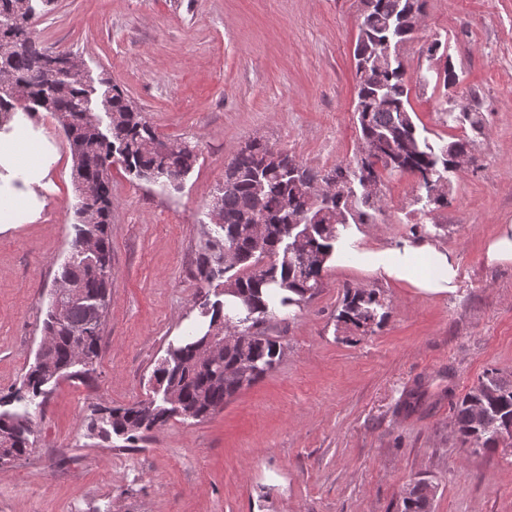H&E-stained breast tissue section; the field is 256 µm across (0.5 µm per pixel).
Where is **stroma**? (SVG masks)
<instances>
[{
    "label": "stroma",
    "mask_w": 512,
    "mask_h": 512,
    "mask_svg": "<svg viewBox=\"0 0 512 512\" xmlns=\"http://www.w3.org/2000/svg\"><path fill=\"white\" fill-rule=\"evenodd\" d=\"M360 0H55L37 14L42 46L111 80L160 138L198 143L181 191L113 165L111 305L89 382L59 380L33 413L35 446L0 467V512H400L412 481L434 487L431 512H512V445L478 453L453 430V405L486 370L512 376V264L487 265L488 240L512 224V0H426L401 57L415 123L449 142L464 133L444 110L478 98L486 117L476 161L448 176L446 208L427 211L418 180L383 175L386 207L348 235L396 243L411 223L448 248L458 288L442 297L327 266L323 286L267 324L285 355L221 411L170 418L127 444L89 434L94 411L161 399L153 372L170 343L208 320L201 295L224 283L195 276L209 206L237 150L258 137L321 171L358 145L354 49ZM440 38L459 75L443 89L424 48ZM48 143L29 219L0 223V396L33 363L49 293L75 235L73 160L57 122L32 124ZM379 290L389 316L373 332L338 325L344 289ZM428 399L398 404L416 379Z\"/></svg>",
    "instance_id": "stroma-1"
}]
</instances>
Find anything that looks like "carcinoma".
Returning a JSON list of instances; mask_svg holds the SVG:
<instances>
[{
	"mask_svg": "<svg viewBox=\"0 0 512 512\" xmlns=\"http://www.w3.org/2000/svg\"><path fill=\"white\" fill-rule=\"evenodd\" d=\"M362 3L363 20L355 47V114L358 141L374 150L373 159L338 163L322 172L306 167L284 148L258 139L247 142L226 167L224 186L218 190L222 197L220 223L208 234L197 266L200 280L209 283L225 275L228 288L245 296V314L235 324L250 337L247 349L229 351L213 366L198 364L197 352L204 336L212 329L224 328L230 320L224 315V302L204 299L200 307L201 314L210 317L207 329L170 345L154 371L163 387L162 401H141L114 408L106 416H93L87 424L91 433L106 440L115 434L134 443L142 433L171 417L201 421L223 409L224 400L274 369L282 356L281 342L264 329L275 306L263 299V292L272 293L283 307L301 305L322 288L325 262L333 243L341 237L340 228L377 223L385 203L364 193L363 180L379 183L385 172L411 173L421 185L430 179L445 180L448 171L456 168L457 159L471 153L474 139L467 134L442 146L419 134L403 62L393 60L377 70H363V65L379 55L383 41L403 43L410 39L417 19L424 16L425 0ZM50 4L51 0H0V49H9L10 76L28 96L27 104L21 105L0 91V130L18 111L31 115L43 110L57 120L62 115L69 118L60 128L73 156L72 175L85 178L91 185L97 216L86 217L85 208L76 207V235L57 281L83 289L89 299L100 298L106 308L112 283V163H121L141 181H151L162 158L147 150L146 144L159 136L120 86L110 85V95L95 100L100 110L97 119L106 122V131L100 134L86 113L88 98L83 83L75 77L48 79L51 58L31 28L29 14L39 5ZM447 116L453 123L469 125L474 135L483 134L484 115L478 99H473L468 111L449 110ZM199 156L198 144L184 140L169 165L183 179L195 168ZM317 180H330L335 186L334 199L327 207L312 204L310 183ZM257 224L265 225L260 236L254 232ZM227 249L235 250L237 265L224 266ZM237 266L244 274L228 276ZM290 292L297 298L288 296ZM384 308L378 290L348 287L336 320L347 329L367 333L384 321ZM103 326L93 321L88 302L68 303L58 314L48 309L43 332L53 337L54 345L49 352L37 355L15 391L16 398L31 402L45 398L49 393L46 386L64 376L91 378L96 372ZM74 343L84 346L87 361L83 365L71 359ZM421 387L417 381L405 392L399 410L412 411L419 405ZM509 426L512 380L495 370L486 373L455 403V431L475 450L496 447L499 432ZM33 436L28 413L0 411V444L8 445L13 459L32 452ZM433 489L426 480L415 482L403 498L402 512H429Z\"/></svg>",
	"mask_w": 512,
	"mask_h": 512,
	"instance_id": "carcinoma-1",
	"label": "carcinoma"
}]
</instances>
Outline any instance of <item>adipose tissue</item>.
Instances as JSON below:
<instances>
[{
    "label": "adipose tissue",
    "instance_id": "ef3b65f1",
    "mask_svg": "<svg viewBox=\"0 0 512 512\" xmlns=\"http://www.w3.org/2000/svg\"><path fill=\"white\" fill-rule=\"evenodd\" d=\"M13 130L0 139V165L23 175L25 184L38 182L43 173L45 146L30 136V120L22 115L12 122ZM331 263L352 267L384 277L394 284L405 285L423 295L439 296L455 288L458 264L447 248L427 238H412L401 244L363 246L352 257L343 248H335Z\"/></svg>",
    "mask_w": 512,
    "mask_h": 512
}]
</instances>
